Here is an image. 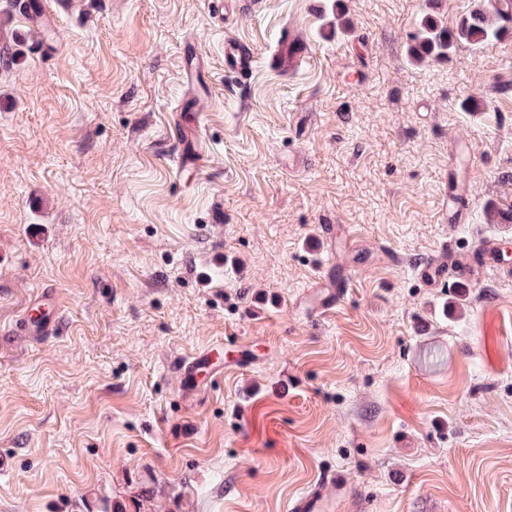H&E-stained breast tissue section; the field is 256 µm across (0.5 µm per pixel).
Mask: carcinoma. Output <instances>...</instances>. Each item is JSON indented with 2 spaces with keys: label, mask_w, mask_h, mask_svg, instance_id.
<instances>
[{
  "label": "carcinoma",
  "mask_w": 512,
  "mask_h": 512,
  "mask_svg": "<svg viewBox=\"0 0 512 512\" xmlns=\"http://www.w3.org/2000/svg\"><path fill=\"white\" fill-rule=\"evenodd\" d=\"M511 30L512 0H496L493 10L479 4L452 30L439 26L432 17L425 18L420 33L413 38L410 53L416 60L441 58L448 55L460 40L485 46Z\"/></svg>",
  "instance_id": "1"
}]
</instances>
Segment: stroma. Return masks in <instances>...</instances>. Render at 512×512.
I'll list each match as a JSON object with an SVG mask.
<instances>
[{"label":"stroma","instance_id":"35a3bbf8","mask_svg":"<svg viewBox=\"0 0 512 512\" xmlns=\"http://www.w3.org/2000/svg\"><path fill=\"white\" fill-rule=\"evenodd\" d=\"M18 2L0 0V512H512V224L489 217L512 206V34L408 51L424 16L451 29L480 0H44L50 41ZM290 27L312 55L283 74ZM228 33L250 77L225 74ZM193 42L216 98L186 180L169 114ZM330 256L348 292L312 318ZM46 288L55 334L31 339ZM212 348L227 368L186 393L175 359ZM255 62L254 46L234 35L224 37V72L239 76L252 73Z\"/></svg>","mask_w":512,"mask_h":512}]
</instances>
